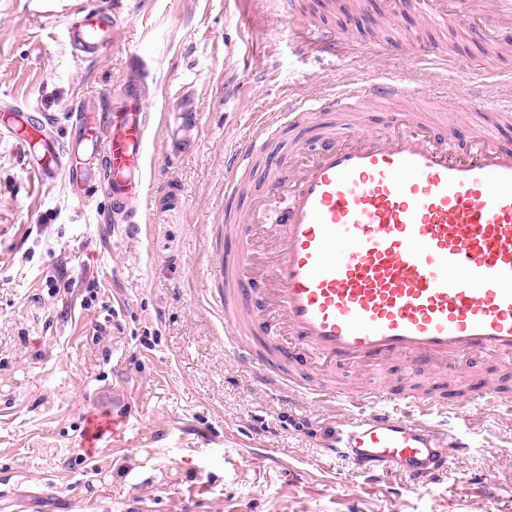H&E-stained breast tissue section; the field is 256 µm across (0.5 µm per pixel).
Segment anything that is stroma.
<instances>
[{"label": "stroma", "mask_w": 512, "mask_h": 512, "mask_svg": "<svg viewBox=\"0 0 512 512\" xmlns=\"http://www.w3.org/2000/svg\"><path fill=\"white\" fill-rule=\"evenodd\" d=\"M83 2L117 16L94 58L64 35L68 0H0V104L46 114L65 144L73 113L136 79L152 114L148 195L139 231L118 233L106 190L82 207L0 137V512H512V413H436L470 452L424 492L374 483L317 445L349 404L283 395L226 352L207 280L224 259V160L255 121L352 77L415 73L430 95L460 87L448 128L478 131V102L502 89L471 74L512 55L454 26L385 24L381 0H300L302 20L357 34L344 55L297 37L274 0ZM424 40L451 66H417ZM114 414L124 438L88 451V424Z\"/></svg>", "instance_id": "1"}]
</instances>
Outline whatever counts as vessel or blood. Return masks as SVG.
Segmentation results:
<instances>
[{
	"instance_id": "1",
	"label": "vessel or blood",
	"mask_w": 512,
	"mask_h": 512,
	"mask_svg": "<svg viewBox=\"0 0 512 512\" xmlns=\"http://www.w3.org/2000/svg\"><path fill=\"white\" fill-rule=\"evenodd\" d=\"M390 24L408 18L459 25L492 49L512 46V0H385ZM71 43L96 56L112 42L115 18L79 8ZM326 51L352 46L347 31L307 28ZM402 79L352 82L333 93L297 100L256 123L243 150L224 162V194L239 197L243 177L268 145L311 113L365 112L387 105L371 123L325 133L289 181H267L265 198H285L273 224L260 213L234 224L233 253L210 270L220 290L224 343L265 385L313 399L351 401L319 442L328 458H348L372 480L395 475L408 491L428 488L469 453L461 434L435 429L423 416L447 405L512 402L503 385L480 382L453 400L378 383L360 396L336 388L337 370L382 371L399 362L413 370L462 375L474 361L512 363V142L490 130L466 148L435 130L438 101L419 111ZM149 115L136 83L105 110L84 109L71 126L78 148L63 154L48 118L22 106L0 113V133L21 143L42 184L62 181L83 206L106 182L116 213H131L147 192ZM273 242L267 278L249 273L257 231Z\"/></svg>"
}]
</instances>
